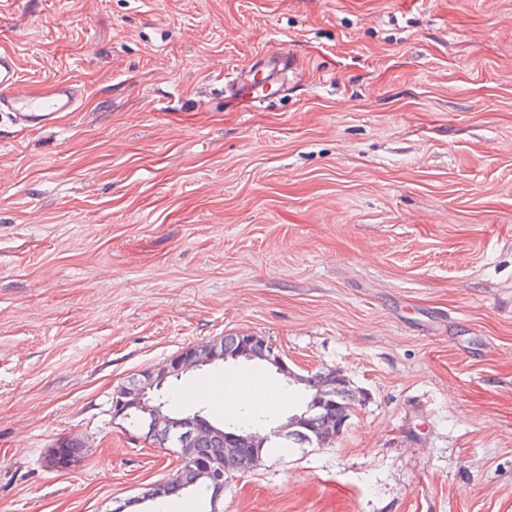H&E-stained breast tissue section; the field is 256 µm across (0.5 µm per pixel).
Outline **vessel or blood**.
<instances>
[{
  "label": "vessel or blood",
  "instance_id": "obj_1",
  "mask_svg": "<svg viewBox=\"0 0 512 512\" xmlns=\"http://www.w3.org/2000/svg\"><path fill=\"white\" fill-rule=\"evenodd\" d=\"M21 79L16 57L0 52V115L24 129L58 125L64 114L77 111L78 90L67 80L57 81L45 94L20 96L14 88Z\"/></svg>",
  "mask_w": 512,
  "mask_h": 512
}]
</instances>
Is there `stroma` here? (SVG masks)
Wrapping results in <instances>:
<instances>
[{"label": "stroma", "mask_w": 512, "mask_h": 512, "mask_svg": "<svg viewBox=\"0 0 512 512\" xmlns=\"http://www.w3.org/2000/svg\"><path fill=\"white\" fill-rule=\"evenodd\" d=\"M0 51L18 92L83 90L0 123V512L165 480L114 389L242 333L361 401L182 512H512V0H0ZM228 382L304 407L242 361L182 377L180 409L231 420ZM21 73L16 57L0 52V115L21 129L56 126L65 112L78 110V90L69 80H59L45 94L20 96L14 93Z\"/></svg>", "instance_id": "stroma-1"}]
</instances>
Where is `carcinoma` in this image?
<instances>
[{
    "instance_id": "obj_1",
    "label": "carcinoma",
    "mask_w": 512,
    "mask_h": 512,
    "mask_svg": "<svg viewBox=\"0 0 512 512\" xmlns=\"http://www.w3.org/2000/svg\"><path fill=\"white\" fill-rule=\"evenodd\" d=\"M211 348L219 355L234 351L239 345L236 334H228L210 342ZM321 387L324 391L336 392V398L326 399L320 407L316 396L312 392V385ZM304 388L307 391L308 401L305 409L300 412L303 416L294 427L288 430V435L278 439L274 444L276 448H302L306 445L319 444L318 430L321 429V421L334 417L340 413L350 418L354 413L357 396L345 389L342 381L331 370L318 371L307 376ZM262 422H273V415L261 413L250 406L239 409L237 420L232 425L218 424L217 432L200 440L191 448H182L180 452L186 457H192L202 463L214 461H227L234 466V470L245 471L259 465L263 455L268 453V447H255L252 444L238 439L254 425ZM128 425L141 432V437L158 448H171L173 443L164 434L156 433L142 427V421L135 415L131 416ZM203 467L182 464L176 471V479L167 485H153L146 488L142 498L157 502L160 499L179 496L186 492L204 491L216 493V488L202 475Z\"/></svg>"
}]
</instances>
